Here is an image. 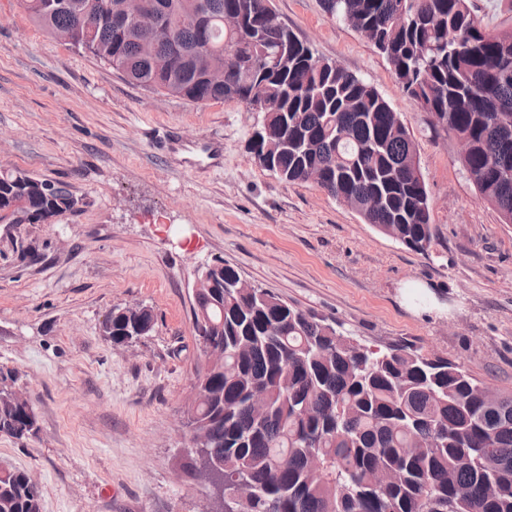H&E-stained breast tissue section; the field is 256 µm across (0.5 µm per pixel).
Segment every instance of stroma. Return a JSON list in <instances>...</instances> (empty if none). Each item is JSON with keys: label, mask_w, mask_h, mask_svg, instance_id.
Listing matches in <instances>:
<instances>
[{"label": "stroma", "mask_w": 512, "mask_h": 512, "mask_svg": "<svg viewBox=\"0 0 512 512\" xmlns=\"http://www.w3.org/2000/svg\"><path fill=\"white\" fill-rule=\"evenodd\" d=\"M316 54L371 83L413 133L434 238L419 253L315 184L262 170L258 113L132 84L0 0V168L66 183L84 204L53 224H0V369L38 432L0 436L41 512H210L177 463L198 352L193 288L224 260L252 285L381 350L462 362L512 392V224L482 201L454 137L434 136L385 59L321 0H271ZM43 261L30 263L29 250ZM152 307L156 329L106 340L114 305Z\"/></svg>", "instance_id": "stroma-1"}]
</instances>
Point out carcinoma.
<instances>
[{"label":"carcinoma","mask_w":512,"mask_h":512,"mask_svg":"<svg viewBox=\"0 0 512 512\" xmlns=\"http://www.w3.org/2000/svg\"><path fill=\"white\" fill-rule=\"evenodd\" d=\"M270 0H146L170 41L119 23L123 0H21L60 41L95 25L79 49L129 81L196 104L236 100L262 114L247 145L287 183L321 169L319 188L361 220L424 253L434 235L416 144L371 84L317 56ZM365 37L431 133L464 136L459 162L479 197L512 224V31L493 32L467 0H322ZM224 60V83L197 67ZM83 201L62 184L0 168V222L52 224ZM221 262L193 302L198 346L187 433L207 438L224 496L243 488L246 512H512V393L492 406L461 362L410 347L370 351L336 326L265 289L238 287ZM149 306L115 305L101 327L114 344L148 335ZM0 374V436L36 431L30 403ZM31 477L0 473V512H40Z\"/></svg>","instance_id":"carcinoma-1"}]
</instances>
